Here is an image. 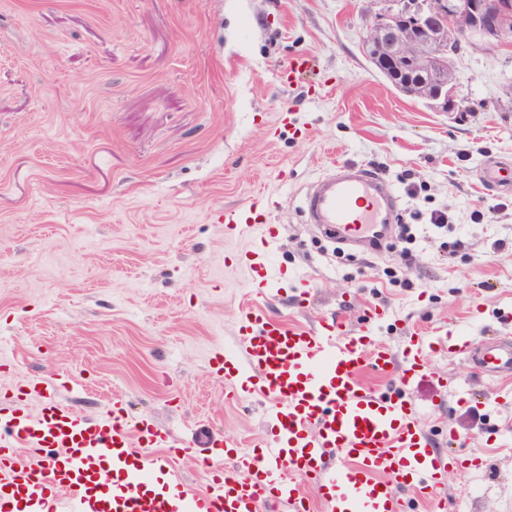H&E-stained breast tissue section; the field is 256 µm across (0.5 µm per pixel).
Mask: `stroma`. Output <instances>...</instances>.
I'll return each instance as SVG.
<instances>
[{"mask_svg": "<svg viewBox=\"0 0 512 512\" xmlns=\"http://www.w3.org/2000/svg\"><path fill=\"white\" fill-rule=\"evenodd\" d=\"M370 0H0V402L53 378L71 409L124 395L134 422L189 453L172 465L202 488L217 438L254 447L257 401L226 400L214 357L254 302L224 212L278 225L273 268L304 273L264 300L308 330L370 306L403 361L434 343L429 373L401 384L434 448L475 458L448 473L451 512H512V379L438 344L449 327L512 341V192L478 170L512 162V48H463L460 111L405 96L362 50ZM304 57L301 72L291 61ZM348 162L400 195L412 257L390 242L352 251L303 223L308 185ZM425 184L407 186L416 173ZM481 215H474V203ZM446 212L447 229L428 224ZM462 240L455 251L451 242Z\"/></svg>", "mask_w": 512, "mask_h": 512, "instance_id": "stroma-1", "label": "stroma"}]
</instances>
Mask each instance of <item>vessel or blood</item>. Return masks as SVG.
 Instances as JSON below:
<instances>
[{
  "mask_svg": "<svg viewBox=\"0 0 512 512\" xmlns=\"http://www.w3.org/2000/svg\"><path fill=\"white\" fill-rule=\"evenodd\" d=\"M480 179L512 190V165L490 162ZM304 223L329 230L344 246L378 250L400 220L399 196L379 173L353 163L337 166L306 191ZM261 228L257 245L238 255L264 294L287 279L267 258L279 238L277 225H259L256 211L228 210L224 233ZM238 342L224 356V379L242 398L262 400L267 432L257 449L222 440L208 460L203 490L183 486L163 452L165 433L148 424L130 425L123 400L113 397L101 418L77 414L57 399L55 380H36L0 408V512L20 499L28 512H46L66 500L63 512H259L267 499L291 512H311L307 486L318 492L323 512H403L399 489L428 497L443 512L441 493L448 471L461 460L432 447L418 410L402 396L364 383L367 372L388 374L394 358L372 332L349 335L333 320L305 330L269 318L261 306L247 308ZM455 353L492 373L512 374V346L464 336L449 337ZM429 343L413 342L402 382L422 375ZM38 398V412L28 401ZM114 474L103 483V468Z\"/></svg>",
  "mask_w": 512,
  "mask_h": 512,
  "instance_id": "obj_1",
  "label": "vessel or blood"
}]
</instances>
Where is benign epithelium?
Wrapping results in <instances>:
<instances>
[{
	"label": "benign epithelium",
	"instance_id": "7a95c632",
	"mask_svg": "<svg viewBox=\"0 0 512 512\" xmlns=\"http://www.w3.org/2000/svg\"><path fill=\"white\" fill-rule=\"evenodd\" d=\"M382 5L363 47L398 91L457 112L453 47L512 42V0H371Z\"/></svg>",
	"mask_w": 512,
	"mask_h": 512
}]
</instances>
